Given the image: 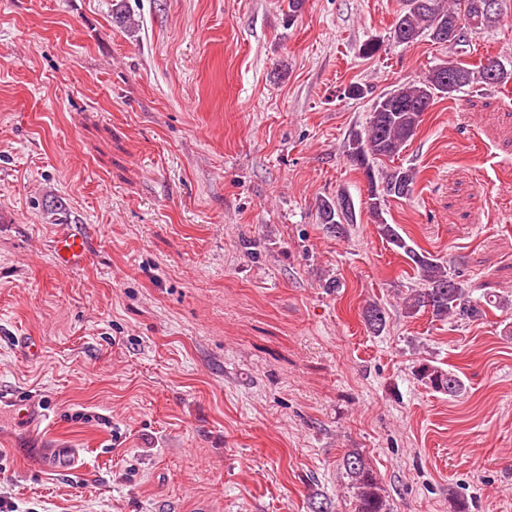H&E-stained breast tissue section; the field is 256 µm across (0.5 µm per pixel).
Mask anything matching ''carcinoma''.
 <instances>
[{
  "mask_svg": "<svg viewBox=\"0 0 512 512\" xmlns=\"http://www.w3.org/2000/svg\"><path fill=\"white\" fill-rule=\"evenodd\" d=\"M486 0H403V8L391 29L392 40L406 47L427 37L435 44L457 48L471 34L499 24L506 0H497L496 11H485ZM112 19L120 26L134 28L126 0H114ZM512 78V69L498 56H489L479 65H470L459 57H450L428 70L417 80L403 82L381 94L374 104L367 126L353 133L348 142V160L361 170L368 184V208L379 231L392 248L401 251L418 270L422 287L403 298L405 313H431L438 320L458 318L478 320L486 315L483 304L474 300L457 275L429 253L416 250L398 228L382 216V203L389 198L408 199L414 192L416 172L401 166L379 170L374 163L393 159L405 152L437 97H450L474 85L495 88ZM321 223L338 236L346 225L356 221L352 199L345 193L336 200L319 205ZM365 324L378 333L386 326L384 309L371 303L363 310ZM416 377L436 392L460 397L466 391L463 380L454 372L428 362L416 369ZM345 474L353 490L354 512H389L384 490L364 455L353 450L343 459Z\"/></svg>",
  "mask_w": 512,
  "mask_h": 512,
  "instance_id": "carcinoma-1",
  "label": "carcinoma"
}]
</instances>
